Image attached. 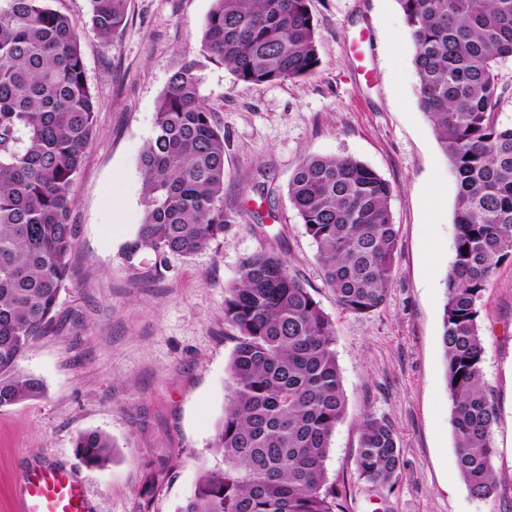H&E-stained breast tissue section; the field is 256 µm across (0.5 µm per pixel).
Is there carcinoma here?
<instances>
[{"label": "carcinoma", "instance_id": "1", "mask_svg": "<svg viewBox=\"0 0 512 512\" xmlns=\"http://www.w3.org/2000/svg\"><path fill=\"white\" fill-rule=\"evenodd\" d=\"M415 47L417 105L459 188L454 259L445 277L442 346L457 467L470 493L498 490L497 407L483 377L479 301L494 270L512 261V126L498 124V65L512 58V0H398ZM106 38L126 21L127 0H90ZM209 58L243 82L292 81L319 65L309 0H214L203 28ZM196 63L163 89L142 157L145 214L133 251L191 256L224 236V135L199 92ZM97 101L80 37L51 0H0V409L40 397L19 370L30 345L54 330L70 277L72 184L90 141ZM394 189L350 156H312L288 197L317 246L338 307L365 315L387 300L398 250ZM224 322L237 331L229 394L206 469L177 512H344L327 486L330 438L346 411L334 329L288 260L262 250L224 291ZM83 463L103 469L115 444L77 433ZM376 486L401 468L396 430L365 417L356 458Z\"/></svg>", "mask_w": 512, "mask_h": 512}]
</instances>
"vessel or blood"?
I'll return each instance as SVG.
<instances>
[{
  "label": "vessel or blood",
  "mask_w": 512,
  "mask_h": 512,
  "mask_svg": "<svg viewBox=\"0 0 512 512\" xmlns=\"http://www.w3.org/2000/svg\"><path fill=\"white\" fill-rule=\"evenodd\" d=\"M15 512H88V504L72 472L32 467L18 479Z\"/></svg>",
  "instance_id": "1"
}]
</instances>
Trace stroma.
I'll return each mask as SVG.
<instances>
[{
	"label": "stroma",
	"mask_w": 512,
	"mask_h": 512,
	"mask_svg": "<svg viewBox=\"0 0 512 512\" xmlns=\"http://www.w3.org/2000/svg\"><path fill=\"white\" fill-rule=\"evenodd\" d=\"M53 6L81 36L98 110L73 185L72 272L57 331L19 362L45 392L0 409V512H13L19 476L33 466L73 471L90 512H177L201 470L218 465L211 446L236 337L224 322V290L247 256L271 248L334 324L347 407L326 470L344 512H512V261L479 302L502 477L497 494L480 499L458 472L441 345L457 181L417 106L415 49L397 0H310L316 74L262 85L208 58L201 32L213 0H127L126 24L104 39L91 29L89 0ZM187 61L197 62L200 95L224 135V210L234 221L192 256L133 255L144 219L140 157L160 94ZM311 156L354 157L394 188L397 261L388 298L372 313L339 309L289 201L288 182ZM257 209L266 214L260 224ZM367 416L386 418L399 436L403 467L393 486L357 470ZM81 430L112 438L107 467L80 461Z\"/></svg>",
	"instance_id": "stroma-1"
}]
</instances>
